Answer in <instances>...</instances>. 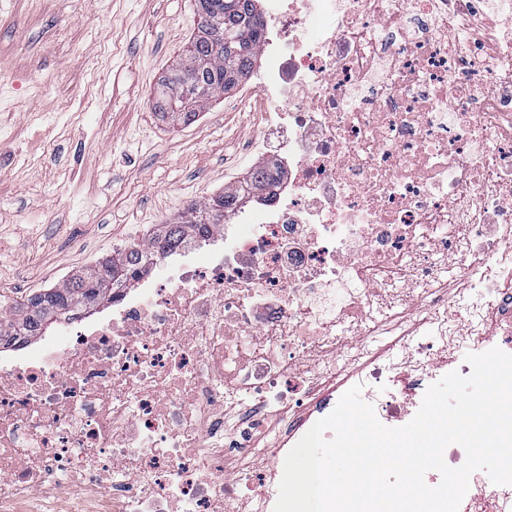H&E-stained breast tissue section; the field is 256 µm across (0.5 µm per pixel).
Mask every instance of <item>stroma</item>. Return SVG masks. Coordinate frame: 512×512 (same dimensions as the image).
Returning <instances> with one entry per match:
<instances>
[{
	"instance_id": "obj_1",
	"label": "stroma",
	"mask_w": 512,
	"mask_h": 512,
	"mask_svg": "<svg viewBox=\"0 0 512 512\" xmlns=\"http://www.w3.org/2000/svg\"><path fill=\"white\" fill-rule=\"evenodd\" d=\"M197 24L194 0H0V303L143 242L259 165L233 93L189 125L153 112Z\"/></svg>"
}]
</instances>
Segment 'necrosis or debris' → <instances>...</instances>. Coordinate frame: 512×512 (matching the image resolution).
Masks as SVG:
<instances>
[{"label":"necrosis or debris","instance_id":"4bbe7bcc","mask_svg":"<svg viewBox=\"0 0 512 512\" xmlns=\"http://www.w3.org/2000/svg\"><path fill=\"white\" fill-rule=\"evenodd\" d=\"M267 0L248 143L260 210L91 323L0 358V512H271L269 438L328 416L344 363L385 426L493 313L512 353V11ZM468 293L448 295L449 275ZM463 512H512L474 475Z\"/></svg>","mask_w":512,"mask_h":512}]
</instances>
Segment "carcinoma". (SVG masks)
<instances>
[{
  "label": "carcinoma",
  "mask_w": 512,
  "mask_h": 512,
  "mask_svg": "<svg viewBox=\"0 0 512 512\" xmlns=\"http://www.w3.org/2000/svg\"><path fill=\"white\" fill-rule=\"evenodd\" d=\"M195 5L200 17L197 33L154 95V110L170 124L194 122L210 102V97L201 95L192 110L177 111L182 106L184 83L190 80L226 91L253 71L260 56L263 21L256 0H195ZM246 182L254 194L266 191V165L253 168ZM252 201L248 195L226 190L192 203L181 220L161 225L144 243L115 252L59 287L31 294L8 316L0 314V342L5 336H42L61 316L101 304L112 289L125 287L135 270L147 266L155 253H172L192 240L208 239L212 226L221 223L224 214Z\"/></svg>",
  "instance_id": "1"
}]
</instances>
